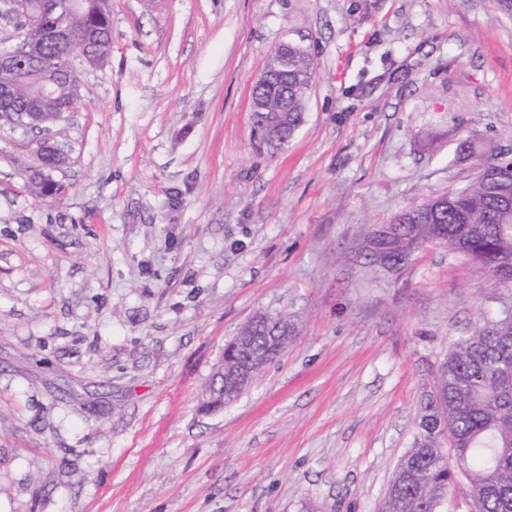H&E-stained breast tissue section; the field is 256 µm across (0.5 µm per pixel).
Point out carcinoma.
I'll use <instances>...</instances> for the list:
<instances>
[{
    "instance_id": "1",
    "label": "carcinoma",
    "mask_w": 512,
    "mask_h": 512,
    "mask_svg": "<svg viewBox=\"0 0 512 512\" xmlns=\"http://www.w3.org/2000/svg\"><path fill=\"white\" fill-rule=\"evenodd\" d=\"M101 0H78L66 16L33 10L24 22L47 32L46 55L111 51L112 21ZM60 22L73 31L63 44L49 31ZM293 68L316 78V68L300 50ZM14 84L16 97L0 99V114L9 120L17 112H54L74 105L71 86L60 82L41 90L42 79L32 72L0 71V87ZM292 112L283 138L290 140L304 120L307 98L290 95ZM458 149L477 158L476 175L466 187L449 191L448 206L433 210V200L415 204L414 217L400 210L381 224L379 244L390 254L416 249L436 238L448 252L494 273L492 284L512 288V170L500 166L496 151L483 158L471 141ZM37 197L56 199L62 187H51L39 169L26 176ZM271 324L247 330L253 348L266 349ZM500 361L512 364V315L496 320L458 339L438 364V376L421 395L416 435L399 461L394 486L386 492L380 512H439L456 486L464 481L478 497L483 512H512V377L493 371Z\"/></svg>"
}]
</instances>
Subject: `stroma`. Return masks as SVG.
I'll return each mask as SVG.
<instances>
[{
	"label": "stroma",
	"mask_w": 512,
	"mask_h": 512,
	"mask_svg": "<svg viewBox=\"0 0 512 512\" xmlns=\"http://www.w3.org/2000/svg\"><path fill=\"white\" fill-rule=\"evenodd\" d=\"M112 52L53 125L58 200L0 128V512H378L421 393L512 288L428 244L358 254L404 206L469 184L457 146L512 142V19L491 0H112ZM313 59L281 150L250 88ZM297 333L205 409L257 312ZM27 184L32 193L43 200L56 199L62 193L61 186H48L43 179L40 169H32L26 176ZM367 251L374 263L378 267L387 271H394L401 268V266L405 265L409 261L412 255V252H406L403 256L395 260L394 258L389 257L384 248L376 246V241H374V244L368 245Z\"/></svg>",
	"instance_id": "1"
}]
</instances>
